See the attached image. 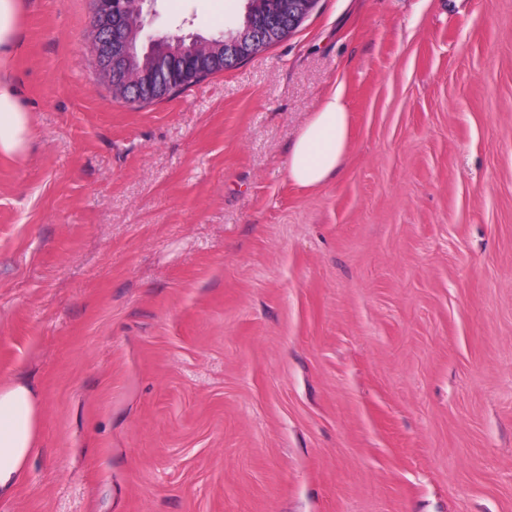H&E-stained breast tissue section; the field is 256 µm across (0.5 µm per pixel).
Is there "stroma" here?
Segmentation results:
<instances>
[{
    "mask_svg": "<svg viewBox=\"0 0 512 512\" xmlns=\"http://www.w3.org/2000/svg\"><path fill=\"white\" fill-rule=\"evenodd\" d=\"M247 0H154L212 38ZM94 0H25L0 157V379L41 451L0 512H512V0H318L149 104ZM343 85L351 149L287 152ZM349 142L347 104L338 85L324 95L288 147L289 181L313 189L334 179L346 159Z\"/></svg>",
    "mask_w": 512,
    "mask_h": 512,
    "instance_id": "obj_1",
    "label": "stroma"
}]
</instances>
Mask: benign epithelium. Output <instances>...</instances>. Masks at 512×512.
<instances>
[{"mask_svg": "<svg viewBox=\"0 0 512 512\" xmlns=\"http://www.w3.org/2000/svg\"><path fill=\"white\" fill-rule=\"evenodd\" d=\"M316 3L317 0H281V8L288 21L295 25L310 14ZM95 4V36L91 50L98 61L102 78L110 83L112 74H124L122 82L112 86L121 96L138 98L147 95L153 99L167 97L170 85L161 79H154L153 75L167 69L165 55L168 39L148 37L146 57L139 68L133 69L129 67L133 45L126 36L129 19L124 7L113 0H95ZM285 34L283 25L272 23L260 31L250 28L224 42L200 39L196 46L200 69L232 66L250 58L265 44L284 38Z\"/></svg>", "mask_w": 512, "mask_h": 512, "instance_id": "obj_1", "label": "benign epithelium"}]
</instances>
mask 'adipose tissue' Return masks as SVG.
<instances>
[{
  "instance_id": "adipose-tissue-1",
  "label": "adipose tissue",
  "mask_w": 512,
  "mask_h": 512,
  "mask_svg": "<svg viewBox=\"0 0 512 512\" xmlns=\"http://www.w3.org/2000/svg\"><path fill=\"white\" fill-rule=\"evenodd\" d=\"M24 0H0V155L22 156L30 140L31 119L25 89L14 73L23 45ZM350 142L349 116L342 86L331 88L288 148V179L313 189L334 179ZM38 400L30 385H0V500L11 499L30 461L40 452Z\"/></svg>"
}]
</instances>
